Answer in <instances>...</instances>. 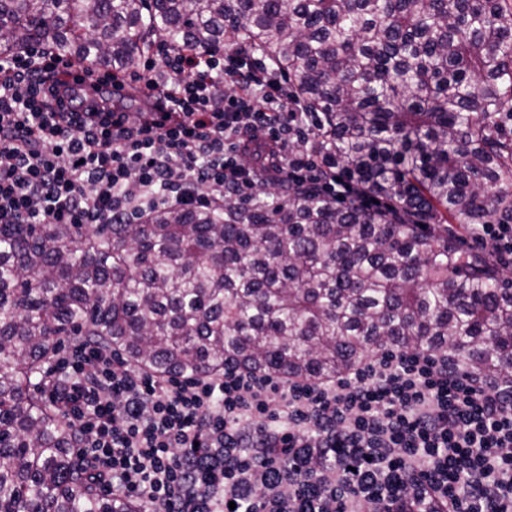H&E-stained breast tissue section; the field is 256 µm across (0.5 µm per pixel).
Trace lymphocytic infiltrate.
<instances>
[{"label":"lymphocytic infiltrate","mask_w":512,"mask_h":512,"mask_svg":"<svg viewBox=\"0 0 512 512\" xmlns=\"http://www.w3.org/2000/svg\"><path fill=\"white\" fill-rule=\"evenodd\" d=\"M63 57L0 52V224H131L160 207L251 200L272 142L274 182L314 177L283 121L281 80L242 52L160 46L135 78L150 102L118 112L72 93L53 111ZM512 266V224L465 227ZM46 399L79 457L145 512H512V385L430 348L384 347L331 378L225 359L218 373L159 375L86 338L48 366Z\"/></svg>","instance_id":"obj_1"}]
</instances>
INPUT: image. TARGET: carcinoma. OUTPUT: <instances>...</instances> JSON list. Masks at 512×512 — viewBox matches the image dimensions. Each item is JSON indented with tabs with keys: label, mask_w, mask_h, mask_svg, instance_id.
<instances>
[{
	"label": "carcinoma",
	"mask_w": 512,
	"mask_h": 512,
	"mask_svg": "<svg viewBox=\"0 0 512 512\" xmlns=\"http://www.w3.org/2000/svg\"><path fill=\"white\" fill-rule=\"evenodd\" d=\"M0 51L119 74L155 44L260 52L313 122L311 183L136 224H0V512H141L98 490L43 398L91 336L159 374L224 358L313 378L426 346L512 376V280L458 224L512 223V0H0Z\"/></svg>",
	"instance_id": "cac0c4a2"
}]
</instances>
